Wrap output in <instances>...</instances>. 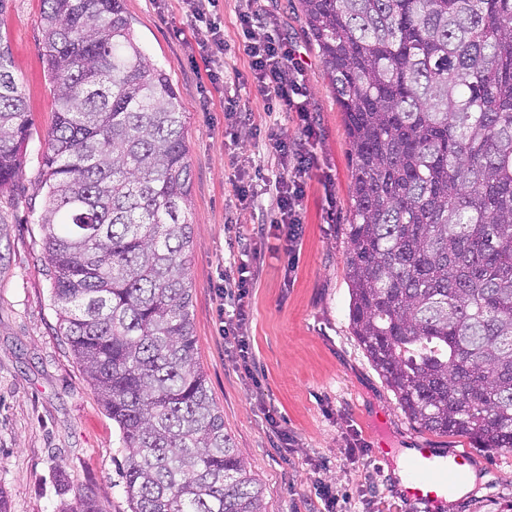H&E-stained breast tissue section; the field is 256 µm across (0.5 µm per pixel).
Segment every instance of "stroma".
<instances>
[{"label":"stroma","mask_w":512,"mask_h":512,"mask_svg":"<svg viewBox=\"0 0 512 512\" xmlns=\"http://www.w3.org/2000/svg\"><path fill=\"white\" fill-rule=\"evenodd\" d=\"M125 7L147 57L167 71L183 103L192 170L188 279L196 361L266 512H324V481L336 496L333 512H424L392 474L404 449L419 441L472 457L475 486L449 499L446 512H512V452L417 429L351 334L344 261L354 167L344 116L298 0L258 5L261 20L287 37L303 64L317 131L293 263L268 248L254 255L226 230L253 222L235 188L270 174L269 134L303 138L296 114H268L255 87L238 48L237 0H217L224 30L217 89L185 35L181 0H125ZM43 8V0H6L0 10L32 122L20 176L0 189V490L10 512H68L82 491L94 497L98 512H131L119 432L62 342L43 272L39 178L56 111L41 55ZM241 112L250 113L249 122L238 121ZM231 254L259 270L246 324L249 378L224 346L212 300ZM269 405L278 411L284 438L267 432ZM380 443L389 449L382 458L373 454Z\"/></svg>","instance_id":"obj_1"}]
</instances>
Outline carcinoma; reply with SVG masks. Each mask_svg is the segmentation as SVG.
I'll return each instance as SVG.
<instances>
[{"instance_id":"cac0c4a2","label":"carcinoma","mask_w":512,"mask_h":512,"mask_svg":"<svg viewBox=\"0 0 512 512\" xmlns=\"http://www.w3.org/2000/svg\"><path fill=\"white\" fill-rule=\"evenodd\" d=\"M59 330L126 452L132 512H265L197 367L192 171L124 0H44ZM354 163L349 326L406 418L512 451V0H299ZM31 122L0 31V187Z\"/></svg>"}]
</instances>
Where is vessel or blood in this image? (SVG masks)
Segmentation results:
<instances>
[{
    "label": "vessel or blood",
    "mask_w": 512,
    "mask_h": 512,
    "mask_svg": "<svg viewBox=\"0 0 512 512\" xmlns=\"http://www.w3.org/2000/svg\"><path fill=\"white\" fill-rule=\"evenodd\" d=\"M406 494L431 506L446 503L467 485L471 458L456 450L441 451L418 442L407 459Z\"/></svg>",
    "instance_id": "b4317fda"
}]
</instances>
